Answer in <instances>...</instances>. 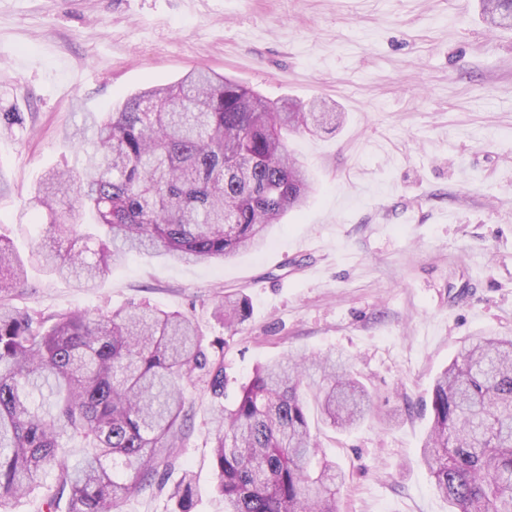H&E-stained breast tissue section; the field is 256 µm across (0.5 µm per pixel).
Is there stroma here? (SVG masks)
Returning a JSON list of instances; mask_svg holds the SVG:
<instances>
[{
  "label": "stroma",
  "instance_id": "1",
  "mask_svg": "<svg viewBox=\"0 0 512 512\" xmlns=\"http://www.w3.org/2000/svg\"><path fill=\"white\" fill-rule=\"evenodd\" d=\"M195 67L342 112L335 131L288 138L312 174L303 210L261 250L134 253L89 292L32 268L13 305L194 316L239 382L291 351L342 354L371 414L343 432L308 406L346 472L339 512H448L421 457L424 404L462 339L512 336V30L490 28L481 0H0V111L24 118L0 133V237L23 253L42 239L39 215L17 216L47 169L73 165L64 128ZM235 293L251 317L230 335L212 309ZM186 398L195 512H224L215 404L199 384Z\"/></svg>",
  "mask_w": 512,
  "mask_h": 512
}]
</instances>
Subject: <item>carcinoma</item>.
Masks as SVG:
<instances>
[{"instance_id":"obj_1","label":"carcinoma","mask_w":512,"mask_h":512,"mask_svg":"<svg viewBox=\"0 0 512 512\" xmlns=\"http://www.w3.org/2000/svg\"><path fill=\"white\" fill-rule=\"evenodd\" d=\"M482 9L512 27V0ZM340 119L324 103L271 101L203 69L85 112L65 138L92 139L23 207L48 224L29 263L91 291L130 253L203 263L258 249L310 189L285 134ZM90 223L97 234L81 233ZM25 263L0 238V512L35 492L38 512H117L147 487L166 492L169 512H194L193 472L179 462L183 384L197 379L224 399L225 341L207 340L191 316L138 304L95 318L21 311L9 301L26 285ZM213 317L236 331L250 303L220 299ZM312 366L319 377L304 357L259 365L218 405L212 457L224 512H337L345 473L319 454L304 394L314 391L324 421L342 430L365 418L371 395L331 357ZM431 418L422 460L449 512H512V338L463 341L434 382Z\"/></svg>"}]
</instances>
